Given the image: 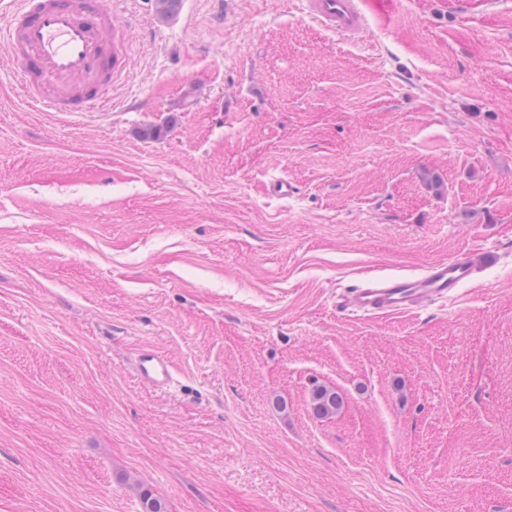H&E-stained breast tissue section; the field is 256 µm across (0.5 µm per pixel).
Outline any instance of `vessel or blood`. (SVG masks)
<instances>
[{"label": "vessel or blood", "instance_id": "b4317fda", "mask_svg": "<svg viewBox=\"0 0 512 512\" xmlns=\"http://www.w3.org/2000/svg\"><path fill=\"white\" fill-rule=\"evenodd\" d=\"M309 19L347 41H358L368 13L389 15L391 0H302ZM0 46L10 56L28 99L55 112H92L105 103L115 76L128 66L125 31L112 20L105 0H17ZM489 258L474 251L434 263L416 277H377L344 292L339 312L393 315L424 303L452 299ZM135 371L144 383L164 390L173 368L161 353L139 351Z\"/></svg>", "mask_w": 512, "mask_h": 512}]
</instances>
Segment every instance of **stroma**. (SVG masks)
<instances>
[{
  "instance_id": "stroma-1",
  "label": "stroma",
  "mask_w": 512,
  "mask_h": 512,
  "mask_svg": "<svg viewBox=\"0 0 512 512\" xmlns=\"http://www.w3.org/2000/svg\"><path fill=\"white\" fill-rule=\"evenodd\" d=\"M108 2L106 111L32 108L0 49V512H512V0L354 44L300 0ZM475 249L455 299L336 310ZM137 377L157 389H167L173 381L169 360L154 349L142 348L135 357ZM341 397L336 391L328 388H318L312 396V410L318 416L333 414L341 404Z\"/></svg>"
}]
</instances>
